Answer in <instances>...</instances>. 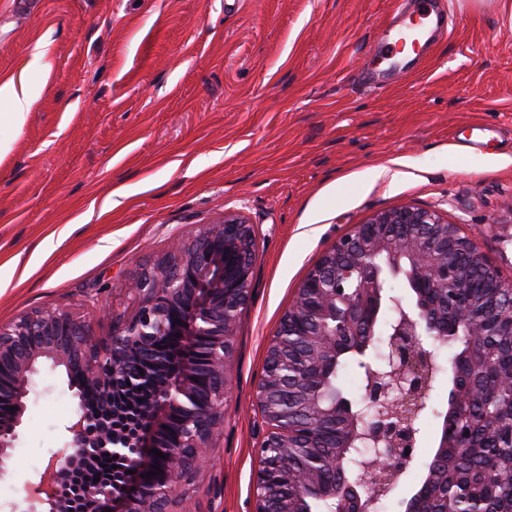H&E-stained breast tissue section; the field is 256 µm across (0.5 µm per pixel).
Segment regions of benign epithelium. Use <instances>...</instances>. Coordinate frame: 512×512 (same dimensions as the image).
<instances>
[{"instance_id": "benign-epithelium-1", "label": "benign epithelium", "mask_w": 512, "mask_h": 512, "mask_svg": "<svg viewBox=\"0 0 512 512\" xmlns=\"http://www.w3.org/2000/svg\"><path fill=\"white\" fill-rule=\"evenodd\" d=\"M256 259L252 225L233 214L211 224L183 253L132 278L127 288L139 299L135 315L112 324V335H95L85 321L58 308L23 313L0 325V460L16 447L32 378L45 363L72 377L80 372L84 387L98 392L100 408H78L65 427L51 465L25 489V498L42 512H69L63 496L79 471L107 453L124 463L125 490L107 485L78 489L89 501L87 512H177L178 490L201 465L215 431L224 423L225 363L232 351L233 328L251 294ZM405 273L418 289L419 301L409 310L389 295L382 267ZM478 270L486 287L512 290L489 262L477 242L437 212L402 206L380 212L322 255L296 291V300L281 318L282 333L306 337L308 354L293 350L279 337L268 342L265 363L303 360L293 374H262L256 405L269 431L257 447L255 485L266 473L288 466L293 439L315 447L324 419L341 421L339 447L331 468L348 462V488L336 512H370L372 502L358 492L369 477L389 491L413 459L418 427L415 414L433 378L423 368L433 354L419 340L424 326H440L448 335L440 306L443 290L458 288L451 307L463 312L461 289L470 287L464 267ZM382 337L369 360L370 373L361 404L340 399L322 403L324 373L337 357L355 351L362 336ZM150 357L153 373L138 371ZM149 384L153 399L137 410L138 430L130 435L113 427L121 410L111 404L110 391L121 385L134 392ZM165 413L168 434L154 433ZM277 449L273 455L268 454ZM159 450L160 458L153 453ZM410 454H405V451ZM159 465L161 472L144 475ZM299 496L288 507L255 494L253 512H303L308 496L336 497V487L323 483L316 468H298Z\"/></svg>"}]
</instances>
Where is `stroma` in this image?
<instances>
[{
	"label": "stroma",
	"instance_id": "obj_1",
	"mask_svg": "<svg viewBox=\"0 0 512 512\" xmlns=\"http://www.w3.org/2000/svg\"><path fill=\"white\" fill-rule=\"evenodd\" d=\"M421 7L0 0V81L37 90L20 127L0 99V266L14 268L0 324L53 307L110 335L138 308L135 275L225 213L255 229L224 425L181 512H252L266 346L301 281L354 225L404 205L435 210L512 282V0H430L447 35L398 57L392 18ZM76 402L65 373L43 368L1 465L0 512L49 465ZM437 441L436 421L422 422L413 460L373 512H403Z\"/></svg>",
	"mask_w": 512,
	"mask_h": 512
}]
</instances>
